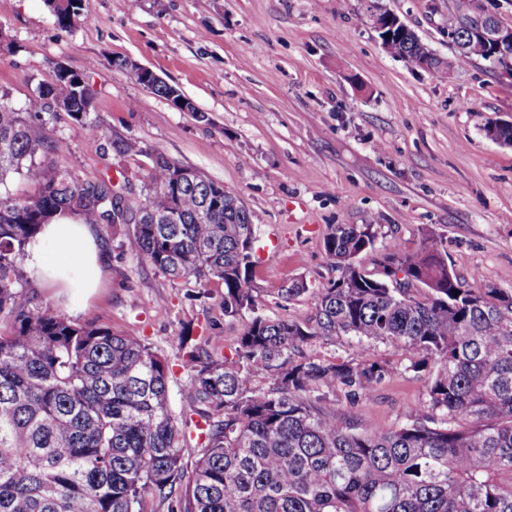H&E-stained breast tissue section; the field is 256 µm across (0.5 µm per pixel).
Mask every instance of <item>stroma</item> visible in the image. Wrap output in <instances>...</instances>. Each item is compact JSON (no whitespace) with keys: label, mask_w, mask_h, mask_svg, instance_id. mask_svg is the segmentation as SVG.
<instances>
[{"label":"stroma","mask_w":512,"mask_h":512,"mask_svg":"<svg viewBox=\"0 0 512 512\" xmlns=\"http://www.w3.org/2000/svg\"><path fill=\"white\" fill-rule=\"evenodd\" d=\"M449 62L447 76L414 69L382 48L369 0H85L87 23L59 27L47 0H0V92L25 107L57 62L82 74L92 129L39 125L55 159L80 177L110 176L141 198L149 156L141 141L223 184L260 226L254 284L263 313L303 321L309 295L287 301L296 280L315 288L337 275L324 239L336 224L378 223L380 245L415 251L442 236L448 267L477 285L512 290V147L485 129L512 121V90L483 61L460 57L444 20L459 0H381ZM130 59L178 87L187 112L145 90L115 61ZM101 286L76 323L136 327L170 368L173 408L187 376L185 348L233 357L246 319L224 313V286L170 279L142 262L134 237L94 227ZM375 355L395 371L342 412L377 430L396 427L426 394L401 353Z\"/></svg>","instance_id":"stroma-1"}]
</instances>
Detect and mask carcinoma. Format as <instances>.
<instances>
[{
  "label": "carcinoma",
  "mask_w": 512,
  "mask_h": 512,
  "mask_svg": "<svg viewBox=\"0 0 512 512\" xmlns=\"http://www.w3.org/2000/svg\"><path fill=\"white\" fill-rule=\"evenodd\" d=\"M380 39L413 68L447 69L402 22ZM78 79L55 70L23 110L0 92V512H155L151 501L167 512H512V290L470 286L435 234L413 253L393 249V268L370 273L357 257L377 250L380 225L338 224L324 241L336 279L284 289L287 300L310 293L314 315L265 316L252 283L259 225L249 209L218 204L224 186L171 190L168 158L119 139L120 153L152 155L144 199L126 201L112 178L82 179L52 157L34 121L59 118L52 96L91 127ZM12 174L35 194H12ZM63 211L114 229L124 212L174 213L169 224L130 225L140 259L172 279L220 281L224 314H252L236 358L184 353L179 411L168 364L135 330L78 324L28 289L24 260ZM340 336L356 341L355 357L304 352ZM378 344L427 375L426 399L386 431L331 400L360 398L392 374ZM195 417L205 429L188 476Z\"/></svg>",
  "instance_id": "cac0c4a2"
}]
</instances>
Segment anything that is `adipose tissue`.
<instances>
[{"instance_id":"1","label":"adipose tissue","mask_w":512,"mask_h":512,"mask_svg":"<svg viewBox=\"0 0 512 512\" xmlns=\"http://www.w3.org/2000/svg\"><path fill=\"white\" fill-rule=\"evenodd\" d=\"M43 243L30 250L28 266L38 282L70 295L77 307L100 281L99 248L94 228L74 214L56 215L41 233Z\"/></svg>"}]
</instances>
